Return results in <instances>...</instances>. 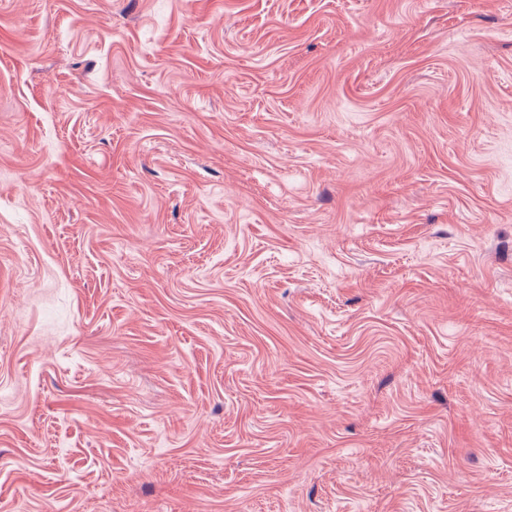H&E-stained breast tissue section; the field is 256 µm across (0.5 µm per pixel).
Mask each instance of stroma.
Segmentation results:
<instances>
[{
    "label": "stroma",
    "instance_id": "35a3bbf8",
    "mask_svg": "<svg viewBox=\"0 0 512 512\" xmlns=\"http://www.w3.org/2000/svg\"><path fill=\"white\" fill-rule=\"evenodd\" d=\"M0 512H512V0H0Z\"/></svg>",
    "mask_w": 512,
    "mask_h": 512
}]
</instances>
